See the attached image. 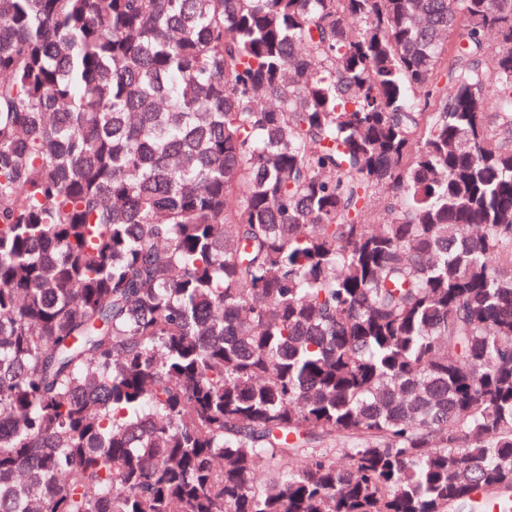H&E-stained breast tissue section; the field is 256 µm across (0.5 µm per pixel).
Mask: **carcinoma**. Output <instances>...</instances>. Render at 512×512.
Masks as SVG:
<instances>
[{
	"mask_svg": "<svg viewBox=\"0 0 512 512\" xmlns=\"http://www.w3.org/2000/svg\"><path fill=\"white\" fill-rule=\"evenodd\" d=\"M488 499L512 0H0V512Z\"/></svg>",
	"mask_w": 512,
	"mask_h": 512,
	"instance_id": "cac0c4a2",
	"label": "carcinoma"
}]
</instances>
